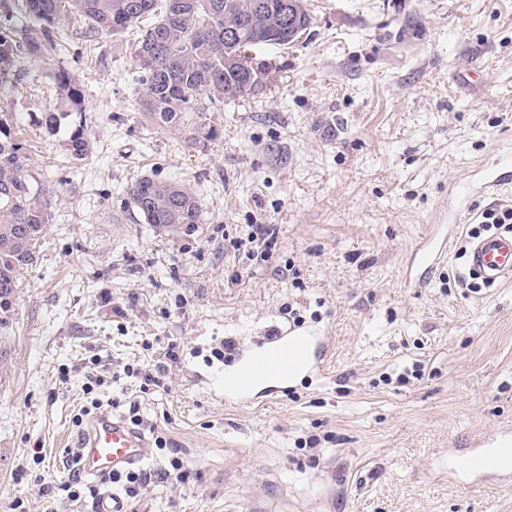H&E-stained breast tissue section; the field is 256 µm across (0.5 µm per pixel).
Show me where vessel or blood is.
Instances as JSON below:
<instances>
[{"label": "vessel or blood", "instance_id": "obj_1", "mask_svg": "<svg viewBox=\"0 0 512 512\" xmlns=\"http://www.w3.org/2000/svg\"><path fill=\"white\" fill-rule=\"evenodd\" d=\"M512 184V154L500 155L486 174L479 189L469 183L455 185L461 202H468L473 192L491 196ZM448 253V230L439 224L414 246L411 269L417 274V285H424L431 270L439 266ZM468 268L487 282L512 276V234H493L473 242L468 253ZM325 354L321 337L302 327L271 331L257 352L246 354L235 342L224 347V356L234 370L224 377V397L234 403L250 402L259 386L267 385L276 392L287 391L299 372L314 373ZM80 469L86 476L102 478L127 471L146 462L152 444L145 433L125 419L105 412L90 423L81 440ZM464 469L473 476H512V432L503 431L471 449Z\"/></svg>", "mask_w": 512, "mask_h": 512}]
</instances>
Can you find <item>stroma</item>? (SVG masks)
Returning <instances> with one entry per match:
<instances>
[{
	"mask_svg": "<svg viewBox=\"0 0 512 512\" xmlns=\"http://www.w3.org/2000/svg\"><path fill=\"white\" fill-rule=\"evenodd\" d=\"M305 38L269 47L258 93L210 105L222 136L199 149L136 104V33H86L64 17L49 59L0 92L33 174L52 191L47 234L0 324V512H92L47 501L84 404L83 363L161 366L163 390L105 384L118 414L170 439L188 482L160 481L154 452L135 512H512V485L462 488L441 463L512 428V279H470L464 252L486 209L448 227V260L423 288L407 258L441 223L448 190L512 149V0H306ZM85 94V161L30 123L54 75ZM144 175L194 184L205 222L174 236L144 222L127 187ZM273 224L269 259L234 242ZM323 336L317 376L225 402L224 340L255 347L272 328ZM179 347L169 360V344ZM320 438L318 448L303 439ZM41 452L44 463L33 460Z\"/></svg>",
	"mask_w": 512,
	"mask_h": 512,
	"instance_id": "1",
	"label": "stroma"
}]
</instances>
